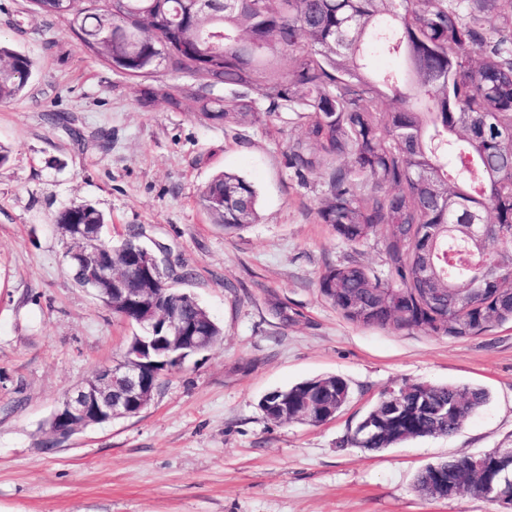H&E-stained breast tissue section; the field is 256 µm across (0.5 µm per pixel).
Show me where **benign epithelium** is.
Segmentation results:
<instances>
[{
	"label": "benign epithelium",
	"instance_id": "benign-epithelium-1",
	"mask_svg": "<svg viewBox=\"0 0 512 512\" xmlns=\"http://www.w3.org/2000/svg\"><path fill=\"white\" fill-rule=\"evenodd\" d=\"M72 241L75 247L70 256L87 265L85 288L98 295L99 281L107 278L112 282L113 290H122L121 277L112 270L109 249L99 248V241L93 235H74ZM119 251L127 255L130 268L148 284L140 300L141 312L134 317H124V321L137 326L140 333L134 335L120 359L103 365L91 380L64 396L56 409V420L61 430L53 433L59 442L83 429L85 423L99 425L117 418L133 417L149 404L156 380L163 372L148 370L145 337L156 336L161 329H166L168 361L175 359L181 362L207 350L204 336L196 325L186 319L179 305L159 304V298L151 289L154 283L164 281L163 260L139 244L126 243L119 247ZM287 403L288 398L281 391L268 392L262 402L266 418L273 423L286 419Z\"/></svg>",
	"mask_w": 512,
	"mask_h": 512
}]
</instances>
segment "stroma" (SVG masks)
Here are the masks:
<instances>
[{
	"mask_svg": "<svg viewBox=\"0 0 512 512\" xmlns=\"http://www.w3.org/2000/svg\"><path fill=\"white\" fill-rule=\"evenodd\" d=\"M0 44L34 75L0 103V512H512L461 493H417L427 465L512 444V322L454 340L352 323L320 291L327 267L388 273L381 236L351 245L320 223L324 169L296 175L292 113L235 126L191 106L138 102L142 82L191 78L113 72L67 23L30 0H0ZM245 177L258 216L228 233L200 205L217 173ZM167 251L169 286L222 329L209 352L164 375L138 415L87 427L52 449L46 423L65 394L118 358L135 328L74 285L55 224L71 204ZM333 374L351 398L331 421L270 423V390ZM469 384L489 401L450 438L368 452L347 438L399 387Z\"/></svg>",
	"mask_w": 512,
	"mask_h": 512,
	"instance_id": "1",
	"label": "stroma"
}]
</instances>
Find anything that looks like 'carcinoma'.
Here are the masks:
<instances>
[{
    "label": "carcinoma",
    "instance_id": "cac0c4a2",
    "mask_svg": "<svg viewBox=\"0 0 512 512\" xmlns=\"http://www.w3.org/2000/svg\"><path fill=\"white\" fill-rule=\"evenodd\" d=\"M38 11L76 29L83 48L113 70L138 77L143 59L166 50L160 65L200 81L188 91L205 120L241 125L258 114H296L303 136L289 165L299 176L330 161V198L319 210L336 236L357 244L386 242V278L349 262L326 269L321 293L349 321L366 327L420 328L451 339L478 336L512 320V0H31ZM406 63L376 74L371 48ZM289 55L282 70L278 58ZM0 101L28 84L29 57L0 47ZM231 96L222 97L214 89ZM159 97L178 109L165 85L139 90L142 106ZM371 191L360 192L358 180ZM200 202L224 230L256 218L257 192L245 179L215 176ZM60 224L104 228V215L81 204ZM319 402L339 412L350 388L339 376ZM315 378L287 388L288 418L305 412ZM478 386L412 383L402 412L381 397L348 443L379 451L426 437H449L486 403ZM448 479L434 482L433 472ZM491 483L512 486L495 450L445 460L418 472L423 496L451 499L466 491L487 498Z\"/></svg>",
    "mask_w": 512,
    "mask_h": 512
}]
</instances>
